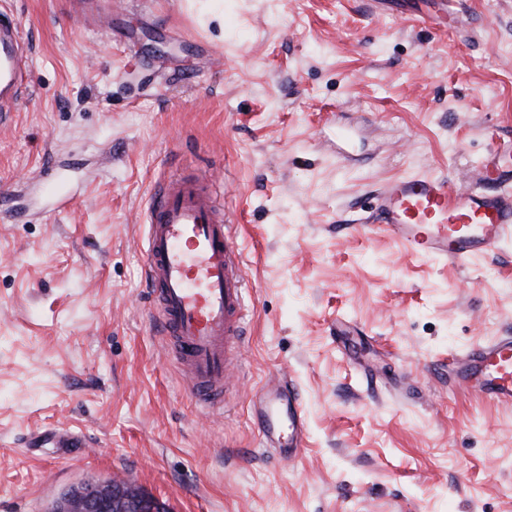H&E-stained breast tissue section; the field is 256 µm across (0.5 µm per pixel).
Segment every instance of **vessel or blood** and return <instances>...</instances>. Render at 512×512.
Returning a JSON list of instances; mask_svg holds the SVG:
<instances>
[{"mask_svg": "<svg viewBox=\"0 0 512 512\" xmlns=\"http://www.w3.org/2000/svg\"><path fill=\"white\" fill-rule=\"evenodd\" d=\"M31 50L17 23L0 14V112H14L27 88ZM469 188L415 174L390 181L368 217L415 253L465 262L490 254L512 236V146L493 147ZM41 191L55 204L73 196L55 168L41 173ZM144 268L160 339L192 395L209 408L224 394L243 341L247 283L232 225L200 176L160 180L144 214ZM448 364L455 384L512 408V336L476 343ZM258 425L264 438L288 431V454L303 448L306 426L292 380L263 388Z\"/></svg>", "mask_w": 512, "mask_h": 512, "instance_id": "1", "label": "vessel or blood"}]
</instances>
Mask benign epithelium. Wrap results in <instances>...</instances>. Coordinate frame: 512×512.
<instances>
[{
	"instance_id": "benign-epithelium-1",
	"label": "benign epithelium",
	"mask_w": 512,
	"mask_h": 512,
	"mask_svg": "<svg viewBox=\"0 0 512 512\" xmlns=\"http://www.w3.org/2000/svg\"><path fill=\"white\" fill-rule=\"evenodd\" d=\"M51 512H169L130 481H88L71 488Z\"/></svg>"
}]
</instances>
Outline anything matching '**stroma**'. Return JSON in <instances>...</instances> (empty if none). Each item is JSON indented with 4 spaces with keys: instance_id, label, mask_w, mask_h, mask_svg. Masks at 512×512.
Wrapping results in <instances>:
<instances>
[{
    "instance_id": "35a3bbf8",
    "label": "stroma",
    "mask_w": 512,
    "mask_h": 512,
    "mask_svg": "<svg viewBox=\"0 0 512 512\" xmlns=\"http://www.w3.org/2000/svg\"><path fill=\"white\" fill-rule=\"evenodd\" d=\"M0 0L32 44L0 116V512L129 480L171 512H512V409L448 382V356L512 335V237L467 264L371 231L414 173L474 184L512 141V0ZM74 204L13 218L44 167ZM216 183L246 259V336L223 410L158 340L144 207ZM292 378L307 433L264 443L252 400ZM53 427L84 447L30 448Z\"/></svg>"
}]
</instances>
